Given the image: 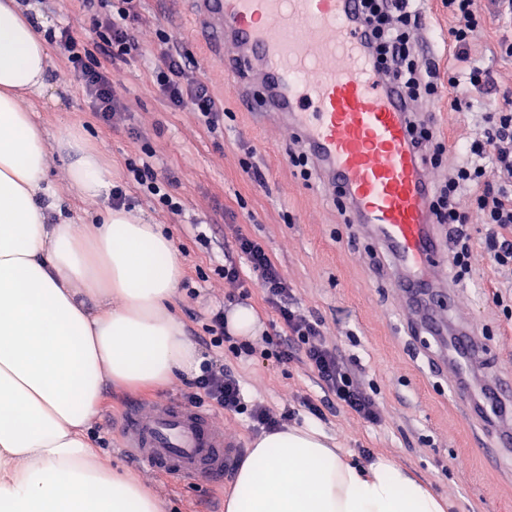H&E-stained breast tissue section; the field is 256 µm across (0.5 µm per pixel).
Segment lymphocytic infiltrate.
Instances as JSON below:
<instances>
[{"label": "lymphocytic infiltrate", "mask_w": 512, "mask_h": 512, "mask_svg": "<svg viewBox=\"0 0 512 512\" xmlns=\"http://www.w3.org/2000/svg\"><path fill=\"white\" fill-rule=\"evenodd\" d=\"M453 20L448 40L455 49L456 66L447 82H439L436 65L420 56L414 39L423 30V15L416 0H361V15L370 34L369 54L378 74L393 79L405 98L424 105L447 98L448 109L458 112L473 107L492 81V73L475 52L489 18L512 21V0H492L491 15L478 13L474 0H443ZM145 18L141 0H119L112 14L100 22L97 53H81L68 29H60L55 42L84 89L96 116L112 125L122 118V105L112 78L117 60L138 52L139 28ZM163 48L151 72L154 87L172 109L191 108L203 118L207 128H215L224 112V102L210 90L208 83L194 80V58L171 37H162ZM414 132L411 145L430 174L429 215L432 223L448 227V269L455 282L470 278L472 238L469 226L485 228L484 247L495 268L512 273V97L501 107L481 113L479 134L462 145L465 160L452 170H444L442 156L445 141L434 123L421 114L410 116ZM125 168L131 181L153 196L168 213L177 215L182 204L169 188L174 179L158 171L153 152L128 158ZM233 255L225 256L218 269L225 284L239 287L244 274H251L264 303L274 309L283 326V334L272 342L267 357L279 363H301L319 381L336 406L358 421L379 425L382 415L377 400L368 394L360 375L330 345L320 320L300 307L294 290L257 239L237 235ZM245 265H238L236 256ZM188 405L210 406L234 414L248 415L255 427L268 432L282 429L292 417L291 410L281 412L263 405L247 406L236 375L222 363L207 360L184 395Z\"/></svg>", "instance_id": "lymphocytic-infiltrate-1"}]
</instances>
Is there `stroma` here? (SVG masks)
<instances>
[{"label": "stroma", "mask_w": 512, "mask_h": 512, "mask_svg": "<svg viewBox=\"0 0 512 512\" xmlns=\"http://www.w3.org/2000/svg\"><path fill=\"white\" fill-rule=\"evenodd\" d=\"M142 7L147 23L139 33L141 51L114 67L122 121L108 126L96 118L72 67L54 44L49 47L47 92L23 102L48 133L47 178L58 190L57 202L64 214L72 223L83 224L111 204L106 195L85 201L72 194L69 158L57 143L61 131L70 126L82 131L111 167L113 181L125 183L130 218L162 225L170 235L183 267L171 311L206 359L223 360L235 373L247 404L294 409L296 423L319 422L350 454L367 448L373 455L393 457L448 498L449 512H512V454L491 460L478 449V441L487 440L496 427L471 418L467 396L460 390L464 375L442 368L436 361L434 339L415 329L393 285L390 256L373 236L345 222L319 181L307 184L294 174L288 154L299 145L287 126L258 123L248 101L227 91L223 63L205 57L194 34L191 0H144ZM30 8L41 34L64 26L80 46L89 48L99 40L97 19L108 14L112 4L93 0L85 8L79 0H53L48 6L32 0ZM420 8L427 27L418 34L416 48L447 65L452 59L448 11L442 0H421ZM160 30L194 55L195 78L208 82L213 94L223 99L226 113L216 132H209L197 113L172 110L153 87L150 72L160 52L156 36ZM503 34L502 28L490 26L477 45L492 64L494 85L488 93L492 100L512 91V61L495 53ZM432 111L441 134L450 141L474 137L477 122L470 111L449 112L444 99ZM146 147L175 173L173 191L182 201V215L163 211L151 195L127 182L125 159ZM249 151L261 165L264 184H256L241 166ZM239 233L264 242L294 286L300 305L322 319L327 341L345 357L356 359L365 385L376 391L381 425H365L338 409L313 419L302 400H323L317 380L301 364H280L261 354L264 337L278 335L282 326L253 281H244L242 287L246 304L254 306L263 325L261 334L251 340L253 355L237 358L227 348L203 344L210 312L222 305L229 292L216 269L224 262V248ZM470 233L472 276L456 285L447 316L452 321L467 320L482 336V378L512 384V322L491 297L502 277L483 248V226L471 225ZM185 382L178 375L163 387L133 390L104 380L99 411L89 423L93 450L102 463L147 485L163 512H224L232 476L217 483L206 476L191 481L156 475L120 445L116 424L126 403L182 397Z\"/></svg>", "instance_id": "35a3bbf8"}]
</instances>
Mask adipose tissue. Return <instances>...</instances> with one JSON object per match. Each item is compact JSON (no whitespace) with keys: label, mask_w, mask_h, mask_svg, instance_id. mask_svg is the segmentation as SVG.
<instances>
[{"label":"adipose tissue","mask_w":512,"mask_h":512,"mask_svg":"<svg viewBox=\"0 0 512 512\" xmlns=\"http://www.w3.org/2000/svg\"><path fill=\"white\" fill-rule=\"evenodd\" d=\"M48 59L18 0H0V512H162L146 486L95 459L87 427L104 378L161 386L197 372L200 355L169 310L182 266L160 225L122 211L48 222L49 146L21 106L46 90ZM59 142L73 155L72 190L100 198L110 168L74 132ZM224 508L448 512L449 503L394 459L355 464L306 424L252 441Z\"/></svg>","instance_id":"1"}]
</instances>
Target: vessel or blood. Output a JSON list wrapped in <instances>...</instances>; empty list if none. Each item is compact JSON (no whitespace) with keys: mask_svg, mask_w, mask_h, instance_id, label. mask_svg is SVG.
I'll return each mask as SVG.
<instances>
[{"mask_svg":"<svg viewBox=\"0 0 512 512\" xmlns=\"http://www.w3.org/2000/svg\"><path fill=\"white\" fill-rule=\"evenodd\" d=\"M207 33L224 44V65L259 81L257 115L293 130L330 185L340 186L355 221L375 230L405 275L399 285L435 333L447 334L452 361L478 355L469 324L446 331L424 270L445 281L447 261L428 223L429 184L410 145L409 107L398 87L365 60L369 36L358 0H196ZM121 446L159 473L222 479L238 444L205 412L165 399L123 413Z\"/></svg>","mask_w":512,"mask_h":512,"instance_id":"obj_1","label":"vessel or blood"}]
</instances>
